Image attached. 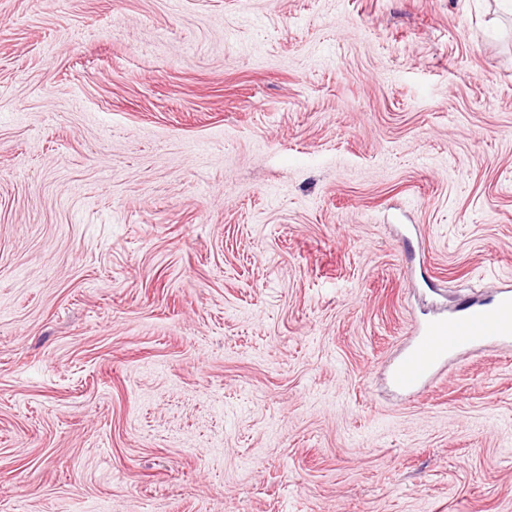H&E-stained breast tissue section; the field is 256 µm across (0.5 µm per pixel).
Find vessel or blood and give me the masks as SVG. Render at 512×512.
<instances>
[{"label": "vessel or blood", "instance_id": "1", "mask_svg": "<svg viewBox=\"0 0 512 512\" xmlns=\"http://www.w3.org/2000/svg\"><path fill=\"white\" fill-rule=\"evenodd\" d=\"M512 345V287L497 288L490 299H468L421 323L395 363L391 380L412 396L426 392L453 356Z\"/></svg>", "mask_w": 512, "mask_h": 512}]
</instances>
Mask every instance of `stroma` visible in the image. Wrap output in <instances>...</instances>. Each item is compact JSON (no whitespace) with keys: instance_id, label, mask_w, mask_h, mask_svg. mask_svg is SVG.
I'll return each mask as SVG.
<instances>
[{"instance_id":"1","label":"stroma","mask_w":512,"mask_h":512,"mask_svg":"<svg viewBox=\"0 0 512 512\" xmlns=\"http://www.w3.org/2000/svg\"><path fill=\"white\" fill-rule=\"evenodd\" d=\"M512 0H0V512H512ZM510 344L512 287L504 285L488 300H463L421 323L395 363L391 380L398 390L418 396L450 357Z\"/></svg>"}]
</instances>
